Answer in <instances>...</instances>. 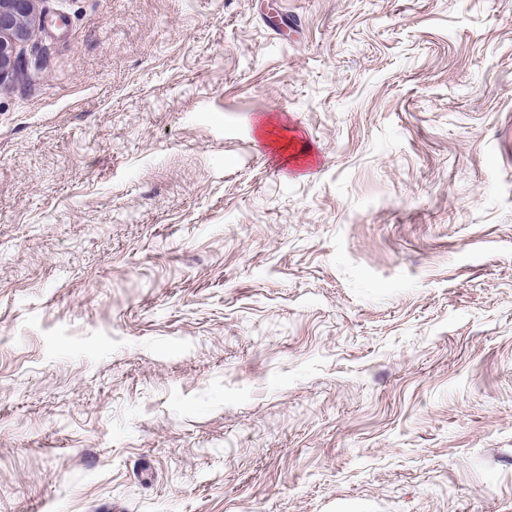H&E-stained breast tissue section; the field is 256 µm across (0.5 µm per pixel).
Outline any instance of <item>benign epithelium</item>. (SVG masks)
<instances>
[{
  "instance_id": "7a95c632",
  "label": "benign epithelium",
  "mask_w": 512,
  "mask_h": 512,
  "mask_svg": "<svg viewBox=\"0 0 512 512\" xmlns=\"http://www.w3.org/2000/svg\"><path fill=\"white\" fill-rule=\"evenodd\" d=\"M39 20L35 0H0V83L22 73L17 46L29 39Z\"/></svg>"
}]
</instances>
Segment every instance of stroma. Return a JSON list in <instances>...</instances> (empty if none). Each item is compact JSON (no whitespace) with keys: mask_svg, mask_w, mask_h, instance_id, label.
Instances as JSON below:
<instances>
[{"mask_svg":"<svg viewBox=\"0 0 512 512\" xmlns=\"http://www.w3.org/2000/svg\"><path fill=\"white\" fill-rule=\"evenodd\" d=\"M38 10L0 512H512V0Z\"/></svg>","mask_w":512,"mask_h":512,"instance_id":"1","label":"stroma"}]
</instances>
